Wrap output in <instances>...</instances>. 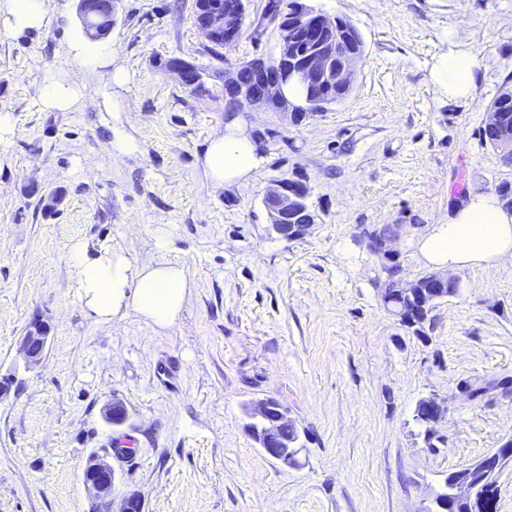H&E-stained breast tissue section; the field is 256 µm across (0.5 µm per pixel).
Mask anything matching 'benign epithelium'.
<instances>
[{
  "label": "benign epithelium",
  "mask_w": 512,
  "mask_h": 512,
  "mask_svg": "<svg viewBox=\"0 0 512 512\" xmlns=\"http://www.w3.org/2000/svg\"><path fill=\"white\" fill-rule=\"evenodd\" d=\"M118 0H104L98 10L107 14L106 24L96 29L97 36H106L112 29L117 12ZM245 15L244 0H214L203 7V14L197 17L196 28L202 38L210 43L224 39V47L233 46L242 31ZM279 31L280 60L285 66H271L263 60L252 63L253 86L239 83V70H234L232 77L224 82V93L236 104L245 102L295 116L309 106H319L316 89L331 82L352 89L358 61L363 50L350 47L341 37L338 23L330 20L322 12L301 6L296 13L279 16L275 19ZM314 28L311 38V50L304 59L295 62L288 56L295 51L296 44L306 39V32ZM301 83L308 88L309 94L302 104L291 103L283 93L285 80ZM308 187L297 185L287 180L275 181L266 191L263 203L268 211L270 224L274 232L283 240L291 242L305 235L310 227H297L286 223L288 210L299 200L307 199ZM397 236L385 234L368 248L375 260V272H380L393 261L399 260L395 246ZM49 339L47 326L39 321L30 324L19 341V348L28 366L37 365L42 360ZM246 414L254 422L263 425L257 432L255 441L267 455L286 467L294 466L301 449L297 445H287L280 441L278 430L287 422L286 409L276 400L264 397L250 403ZM512 457V448L496 451L480 461V466L488 482L499 481L504 462ZM82 480L87 489L91 506L88 512H101L98 505L112 502L116 472L110 456L93 454L84 464Z\"/></svg>",
  "instance_id": "benign-epithelium-1"
}]
</instances>
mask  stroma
<instances>
[{"label": "stroma", "mask_w": 512, "mask_h": 512, "mask_svg": "<svg viewBox=\"0 0 512 512\" xmlns=\"http://www.w3.org/2000/svg\"><path fill=\"white\" fill-rule=\"evenodd\" d=\"M195 0H120L105 43L128 80L109 87L65 51L83 29L77 0H49L37 32L0 36V512H88L81 470L133 439L114 460L117 493L143 512H424L449 472L512 438V260L455 273L456 295L416 335L383 307L358 225L399 224L402 274L426 272L418 227L453 201L494 192L512 165L482 147L487 103L512 88V0H312L360 31L364 54L349 96L294 125L243 107L264 164L249 181L215 187L202 164L224 128L230 65L277 54L268 0H246L242 36L222 58L207 50ZM447 50L475 56L472 97L451 102L431 81ZM179 59L207 91L182 85ZM55 75L82 102L46 109ZM120 102L106 110L104 96ZM138 149L113 154V125ZM309 187L310 234L287 242L262 203L275 180ZM87 256L181 265L191 292L171 329L133 311L94 321L78 295L74 246ZM50 327L42 361L19 340ZM488 387L477 402L459 380ZM446 407L428 447L422 398ZM271 397L305 446L297 468L267 456L243 408ZM120 400L122 429L103 416Z\"/></svg>", "instance_id": "stroma-1"}]
</instances>
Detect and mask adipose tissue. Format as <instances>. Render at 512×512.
<instances>
[{
	"label": "adipose tissue",
	"mask_w": 512,
	"mask_h": 512,
	"mask_svg": "<svg viewBox=\"0 0 512 512\" xmlns=\"http://www.w3.org/2000/svg\"><path fill=\"white\" fill-rule=\"evenodd\" d=\"M47 22L46 0H6L0 34L18 35ZM474 68L472 53H444L433 68L432 80L448 99H467L475 89ZM263 163L260 143L244 116L226 113L223 133L210 140L203 157L213 184L224 187L246 180ZM417 247L422 260L437 269L496 266L512 258V212L493 194H469L446 222L431 225L418 238ZM74 262L80 299L99 322L131 309L154 326L168 329L175 325L190 292L183 267L163 260L134 263L109 253L91 258L78 248Z\"/></svg>",
	"instance_id": "adipose-tissue-1"
}]
</instances>
